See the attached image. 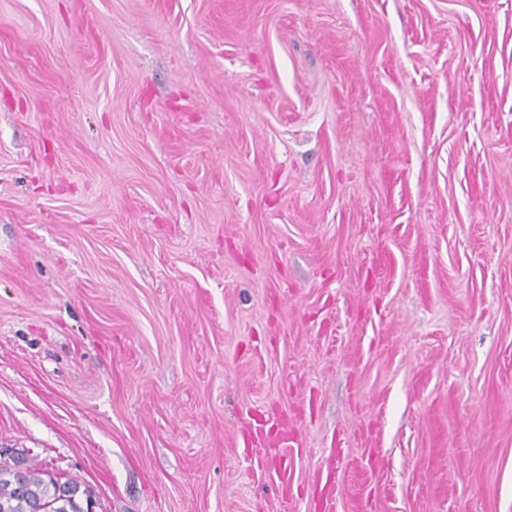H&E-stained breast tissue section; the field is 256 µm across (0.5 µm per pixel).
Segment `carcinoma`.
Returning a JSON list of instances; mask_svg holds the SVG:
<instances>
[{"label":"carcinoma","mask_w":512,"mask_h":512,"mask_svg":"<svg viewBox=\"0 0 512 512\" xmlns=\"http://www.w3.org/2000/svg\"><path fill=\"white\" fill-rule=\"evenodd\" d=\"M80 493L78 481L28 463L23 452L0 460V512H90L91 496L82 503Z\"/></svg>","instance_id":"1"}]
</instances>
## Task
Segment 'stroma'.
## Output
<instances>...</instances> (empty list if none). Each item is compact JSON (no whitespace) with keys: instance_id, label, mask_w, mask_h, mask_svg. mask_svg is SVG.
<instances>
[{"instance_id":"obj_1","label":"stroma","mask_w":512,"mask_h":512,"mask_svg":"<svg viewBox=\"0 0 512 512\" xmlns=\"http://www.w3.org/2000/svg\"><path fill=\"white\" fill-rule=\"evenodd\" d=\"M1 448L96 512H512V0H0Z\"/></svg>"}]
</instances>
